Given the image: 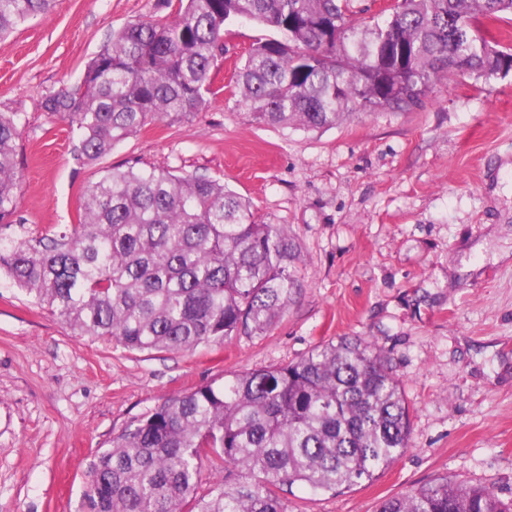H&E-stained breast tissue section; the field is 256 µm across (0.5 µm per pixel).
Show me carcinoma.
I'll list each match as a JSON object with an SVG mask.
<instances>
[{"instance_id":"obj_1","label":"carcinoma","mask_w":512,"mask_h":512,"mask_svg":"<svg viewBox=\"0 0 512 512\" xmlns=\"http://www.w3.org/2000/svg\"><path fill=\"white\" fill-rule=\"evenodd\" d=\"M54 0H0V40ZM352 0H176L172 19L112 31L79 83L47 96L89 161L173 115L203 111L226 25L272 29L232 95L268 124L316 130L357 107L413 110L441 74L489 84L512 73L495 24L512 0H392L358 29ZM20 115L0 113V223L21 193ZM288 229L260 224L216 180L114 167L83 191L78 223L40 237L0 234V273L76 335L129 352H190L262 334L302 288ZM410 408L375 344L327 342L286 365L234 372L171 395L112 436L90 464L79 512H287L279 492L351 489L405 454ZM209 461L228 471L197 495ZM377 512H512L488 487L441 481Z\"/></svg>"}]
</instances>
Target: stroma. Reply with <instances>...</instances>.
<instances>
[{
  "label": "stroma",
  "instance_id": "1",
  "mask_svg": "<svg viewBox=\"0 0 512 512\" xmlns=\"http://www.w3.org/2000/svg\"><path fill=\"white\" fill-rule=\"evenodd\" d=\"M171 15L167 0H57L0 42V112L20 115L16 219L35 236L77 223L84 186L115 166L193 173L288 228L303 288L264 334L140 353L74 335L0 275V512H76L95 453L166 396L355 336L387 356L412 447L344 493L293 486L288 512H376L443 477L512 497V75H446L410 111L282 128L231 94L234 62L269 34L237 20L206 111L81 158L43 99L76 85L113 30Z\"/></svg>",
  "mask_w": 512,
  "mask_h": 512
}]
</instances>
